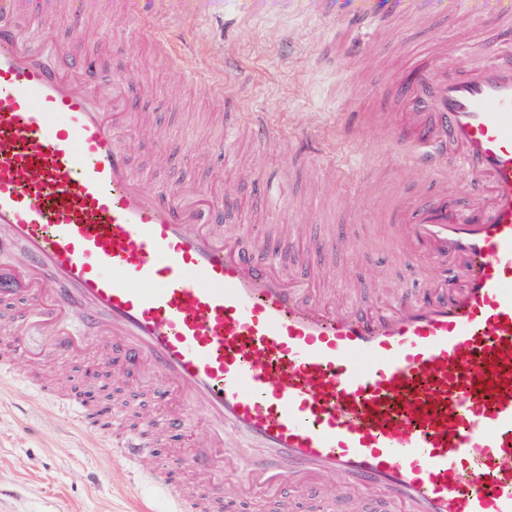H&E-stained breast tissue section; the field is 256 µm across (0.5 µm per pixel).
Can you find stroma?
<instances>
[{
    "label": "stroma",
    "mask_w": 512,
    "mask_h": 512,
    "mask_svg": "<svg viewBox=\"0 0 512 512\" xmlns=\"http://www.w3.org/2000/svg\"><path fill=\"white\" fill-rule=\"evenodd\" d=\"M144 24L131 27L128 53L105 56L120 76L141 75L133 87L147 108L157 109L176 139L202 134L217 140L234 125L237 166L223 180L211 181L219 153L200 148L198 155L173 154L157 160V148L142 144L136 165L169 184L180 178L208 182L210 197L234 204L225 228L255 222L269 243L299 223V251H315L328 238L355 250L387 252V239L374 233L386 212L409 201L415 184L430 177L404 170L401 154L383 126L363 124L350 133V113L371 114L394 107V90L413 65L428 61L439 39H487L469 19L436 11L433 0H330L326 13H315L309 0H142ZM185 22L183 42L205 65L213 82L223 85V100L208 89L182 92L168 101L169 73L176 64L158 37L176 19ZM252 112L267 113L277 137L267 146L247 123ZM322 153L298 168L291 181L281 179L285 158L302 142L321 135ZM434 263L418 250L381 266L353 257L329 255L325 269L344 287L366 300L384 290L425 287ZM174 502L111 453L94 433L60 418L49 402L21 381L0 376V512H173Z\"/></svg>",
    "instance_id": "stroma-1"
}]
</instances>
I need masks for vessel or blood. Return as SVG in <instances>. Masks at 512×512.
Listing matches in <instances>:
<instances>
[{"label":"vessel or blood","mask_w":512,"mask_h":512,"mask_svg":"<svg viewBox=\"0 0 512 512\" xmlns=\"http://www.w3.org/2000/svg\"><path fill=\"white\" fill-rule=\"evenodd\" d=\"M96 2L35 14L0 0V295L33 304L0 319L13 335L0 369L86 428L67 363L89 352L110 380L136 377L153 413L126 426L129 399L113 395L96 434L123 454L168 449L151 478L179 512H300L304 496L311 512H512V48L439 45L438 66L397 88L407 167L453 161L484 193L452 204L443 189L390 212L393 252L423 246L436 272L368 308L313 287L312 263L339 241L288 272L293 240L225 236L205 184L134 166L135 139L164 158L196 145L55 40L65 13L127 52L112 18L138 21L137 0L108 15ZM486 24L512 33V0Z\"/></svg>","instance_id":"1"}]
</instances>
